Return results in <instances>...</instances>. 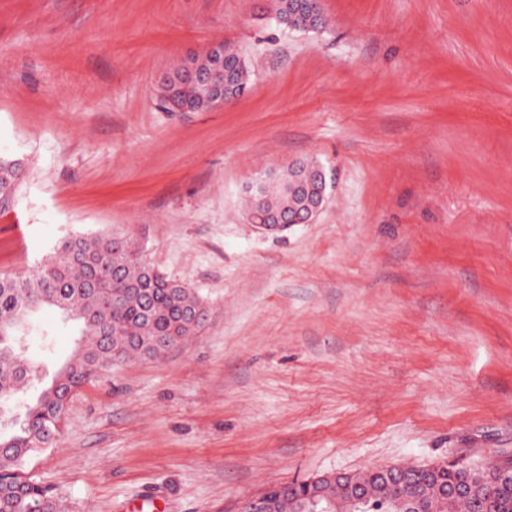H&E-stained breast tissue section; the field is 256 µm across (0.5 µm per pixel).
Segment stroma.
<instances>
[{
  "label": "stroma",
  "mask_w": 512,
  "mask_h": 512,
  "mask_svg": "<svg viewBox=\"0 0 512 512\" xmlns=\"http://www.w3.org/2000/svg\"><path fill=\"white\" fill-rule=\"evenodd\" d=\"M0 0V277L77 234L135 242L204 302L158 360L103 370L27 472L67 512H242L278 483L512 462V0ZM250 71L204 112L159 105L212 44ZM314 159V223L247 219L261 172ZM80 336L44 311L54 375ZM319 2V0H290L291 23L289 24V29L302 31L318 30V27L314 26L313 23L322 16ZM298 15L306 16L307 20L304 24L297 25L294 23V17ZM20 163L18 160L0 157V206L13 198L16 191Z\"/></svg>",
  "instance_id": "1"
}]
</instances>
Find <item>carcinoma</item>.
<instances>
[{"mask_svg":"<svg viewBox=\"0 0 512 512\" xmlns=\"http://www.w3.org/2000/svg\"><path fill=\"white\" fill-rule=\"evenodd\" d=\"M224 64L233 69L245 88L247 67L242 56L224 48ZM20 163L0 157V203L13 198ZM260 194L249 192V220L258 224L272 212L293 213L297 204L288 193V175L267 172L254 180ZM53 308L82 326L78 347L45 386L37 400L25 405L20 428L6 422L21 388L39 378L24 338L36 315ZM206 316L200 298L184 285L153 267L140 251L119 237L78 235L66 239L56 255L32 274L0 278V512H61L55 489L25 473L29 455L51 445L60 433L67 401L100 372L130 357L159 359L163 351L154 339L174 336L175 343L193 335ZM466 465L450 462L434 472L412 477L429 488L417 504L403 488L392 497L385 484L388 466L356 473L371 496L370 512H512V481L483 488L461 501L453 490Z\"/></svg>","mask_w":512,"mask_h":512,"instance_id":"cac0c4a2","label":"carcinoma"}]
</instances>
